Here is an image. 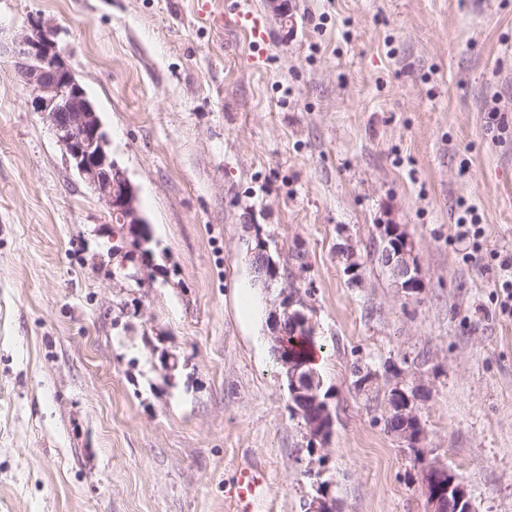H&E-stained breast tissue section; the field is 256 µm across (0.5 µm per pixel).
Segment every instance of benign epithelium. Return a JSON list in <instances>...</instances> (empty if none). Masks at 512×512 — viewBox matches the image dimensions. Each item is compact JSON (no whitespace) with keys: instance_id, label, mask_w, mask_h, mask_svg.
Listing matches in <instances>:
<instances>
[{"instance_id":"1","label":"benign epithelium","mask_w":512,"mask_h":512,"mask_svg":"<svg viewBox=\"0 0 512 512\" xmlns=\"http://www.w3.org/2000/svg\"><path fill=\"white\" fill-rule=\"evenodd\" d=\"M8 49L20 81L31 91L33 110L50 127L71 168L105 202L112 223L135 232L144 228L146 221L139 209L136 190L112 158L96 107L52 39L50 26L40 19L33 21L29 32L14 36ZM382 241L377 259L394 286L406 292L420 288L421 270L407 236L398 226L390 225L382 234ZM252 266L262 287L269 289L277 281L278 263L265 244L252 251ZM285 317L296 328L310 330L307 316L294 308V301L284 289L280 310L273 312L270 321L269 341L274 350L283 344L281 322ZM279 364L292 398L301 406L296 414L303 419L310 440L326 443L332 414L321 398L322 381L318 373L312 368L304 369L303 364L289 357L279 359ZM417 397L415 389L399 385L392 389L391 406L396 412V422L388 425L387 430L409 447L420 450L425 431L417 414ZM324 475L323 470L309 471L314 495L305 502V512H337L336 498L331 495L332 482ZM421 484L428 512H475L467 489L444 463L432 460L425 464Z\"/></svg>"}]
</instances>
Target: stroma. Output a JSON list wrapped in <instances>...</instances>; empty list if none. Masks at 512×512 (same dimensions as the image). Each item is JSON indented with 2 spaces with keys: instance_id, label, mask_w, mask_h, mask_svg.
<instances>
[{
  "instance_id": "stroma-1",
  "label": "stroma",
  "mask_w": 512,
  "mask_h": 512,
  "mask_svg": "<svg viewBox=\"0 0 512 512\" xmlns=\"http://www.w3.org/2000/svg\"><path fill=\"white\" fill-rule=\"evenodd\" d=\"M249 2L266 41L238 0H0L6 36L50 23L151 238L112 223L0 53V512H235L248 465L258 512H303L313 470L340 512H428L430 459L512 512V0H288L290 26ZM384 224L419 292L377 262ZM260 241L323 352L322 449L267 339ZM399 384L420 453L385 426ZM470 215V218L467 217ZM480 218L476 215L474 209L467 207L464 214L458 219L459 236L462 239L472 242L473 249L479 251V239L483 237L484 230L481 227ZM396 225H390L382 234L383 246L377 259L389 274L396 288L406 292L421 287V270L414 256L413 244ZM266 484L265 474L256 468L240 470L235 486L236 512H252L258 490Z\"/></svg>"
}]
</instances>
